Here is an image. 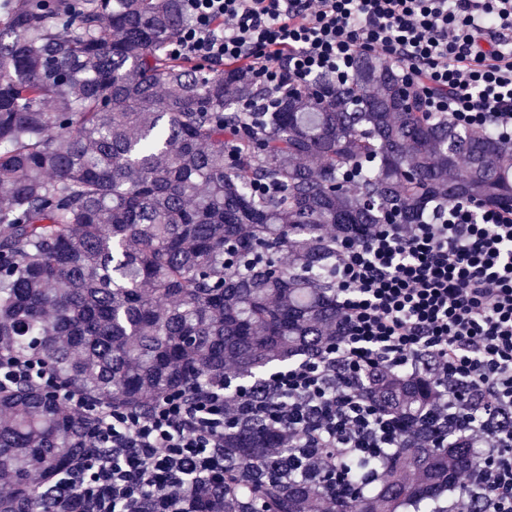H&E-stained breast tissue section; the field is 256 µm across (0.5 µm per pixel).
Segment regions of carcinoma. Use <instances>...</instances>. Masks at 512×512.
Instances as JSON below:
<instances>
[{
	"mask_svg": "<svg viewBox=\"0 0 512 512\" xmlns=\"http://www.w3.org/2000/svg\"><path fill=\"white\" fill-rule=\"evenodd\" d=\"M186 22L182 0H16L0 23V354L111 410L313 351L338 320L330 232L392 211L416 224L435 198L512 206V145L404 99L380 56L346 88L318 78L241 112L259 96L246 71L164 54ZM353 169L354 188L337 185ZM433 396L425 380L374 384L396 456H347L317 485L274 479L286 435L224 433L220 512H311L322 489L339 512H437L463 463L422 426ZM0 415L15 487L0 512H56L44 491L97 452L90 423L36 383L0 389Z\"/></svg>",
	"mask_w": 512,
	"mask_h": 512,
	"instance_id": "cac0c4a2",
	"label": "carcinoma"
}]
</instances>
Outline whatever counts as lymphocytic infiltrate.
I'll return each mask as SVG.
<instances>
[{"label": "lymphocytic infiltrate", "instance_id": "f902f5d3", "mask_svg": "<svg viewBox=\"0 0 512 512\" xmlns=\"http://www.w3.org/2000/svg\"><path fill=\"white\" fill-rule=\"evenodd\" d=\"M184 10L189 22L167 55L245 68L261 90L245 111L319 77L348 84L356 60L377 53L431 115L512 143V0H184ZM335 251L340 320L302 359L247 386L225 369L143 413L66 394L99 449L65 476L79 512H95L104 487L116 512H180L187 486L206 495L223 485L230 425L287 434L283 482L398 448L385 417L364 411V393L383 376L419 378L422 357L437 394L426 423L472 451L452 508L512 512V207L439 202L427 221L340 236ZM27 383L55 386L39 359L0 358V387Z\"/></svg>", "mask_w": 512, "mask_h": 512}]
</instances>
